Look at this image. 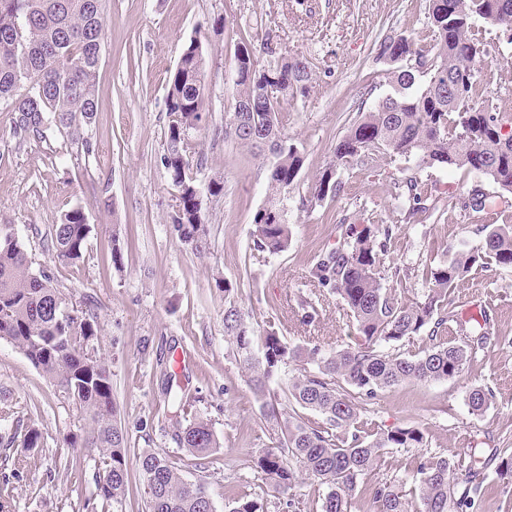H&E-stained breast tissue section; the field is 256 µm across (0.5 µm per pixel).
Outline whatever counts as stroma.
Returning a JSON list of instances; mask_svg holds the SVG:
<instances>
[{
	"mask_svg": "<svg viewBox=\"0 0 512 512\" xmlns=\"http://www.w3.org/2000/svg\"><path fill=\"white\" fill-rule=\"evenodd\" d=\"M428 0H106L105 35L95 96L99 110L89 127L92 155L61 133L15 138L12 115L0 110V224H9L25 245L34 270H47L74 306L91 307L101 332L93 347L111 371L117 419L129 433L128 492L111 512H143L144 485L136 465L155 449L177 462L183 478L204 483L216 512H229L233 497L257 490L261 477L252 460L270 448L273 431L246 376L224 341V294L216 278L234 288L254 330L267 317L290 347L319 345L333 353L354 345L355 325L336 294L322 290L311 330L300 319V299L311 294L308 271L314 256L333 246L336 227L371 219L398 221L393 186L415 161L378 154L363 168L337 171L336 196L309 200L310 188L333 161L334 148L361 112L390 92L375 44L388 35L429 37ZM254 44L275 35L282 54L306 59L312 85L306 96L285 101L283 132L297 146L303 166L283 205L292 228L287 251L257 262L253 218L268 193L267 152L224 136V115L233 111L234 49L241 33ZM206 58V130L192 133L205 159L201 180H223L220 195L202 197L209 248L199 254L181 242L168 222L176 193L162 157L167 151L168 80L190 40ZM488 54L477 76L497 112L512 115V45L487 35ZM420 177L437 200L482 185L491 197L484 210L454 209L438 221L408 224L393 241L390 260L403 275L406 298H422L426 286L414 267L445 263L461 248L478 246L481 225L512 212V193L461 169L427 168ZM82 207L91 226L88 249L74 265L55 261L45 236L62 211ZM120 246L122 267L112 248ZM462 320L487 314L499 342L468 358L453 378L408 381L362 402L376 429L416 425L423 448H392L382 469L357 487L351 512H373L371 487L394 482L411 489L407 474L424 454L456 452L500 463L512 456V269L491 266L471 273L454 293ZM154 351H179L177 378L192 397L189 415L209 420L220 442L198 464L172 438L175 409L165 398ZM489 387L491 403L473 413L468 395ZM0 487L13 497L0 512H83L94 490L93 460L72 447L88 423L59 388L12 343L0 339ZM40 431L21 468L6 463L17 426ZM86 459L84 473L71 472V458Z\"/></svg>",
	"mask_w": 512,
	"mask_h": 512,
	"instance_id": "obj_1",
	"label": "stroma"
}]
</instances>
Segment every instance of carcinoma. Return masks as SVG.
Returning <instances> with one entry per match:
<instances>
[{
    "label": "carcinoma",
    "mask_w": 512,
    "mask_h": 512,
    "mask_svg": "<svg viewBox=\"0 0 512 512\" xmlns=\"http://www.w3.org/2000/svg\"><path fill=\"white\" fill-rule=\"evenodd\" d=\"M105 0H0V107L13 114V134L46 136L68 130L71 140L89 154L91 139L75 125H85L98 112L95 78L101 62L97 42L104 35ZM432 39L426 49L413 39L391 35L378 42L375 61L388 66L392 92L361 116L335 148V160L311 186L310 198L322 201L337 190L336 171L365 167L376 152L414 158L417 169H465L488 177L499 189L512 193V126L494 112L483 96L475 63L487 55L477 37L478 21L508 35L512 44V0H429ZM273 62L253 70L251 55L239 59L238 102L256 103L255 112H231L225 117L224 136L246 147L268 148L271 193L254 215L253 250L274 256L288 249L291 229L281 208V195L293 186L302 166L297 147L282 134L281 101L305 96L312 80L308 62L298 57L270 54ZM430 66L420 74L404 61ZM202 46L190 41L182 51L166 96L168 148L163 165L178 192V204L169 224L178 239L201 254L208 248V230L201 212V189L216 196L224 183L198 182L190 168L186 139L206 124L205 92L194 77L205 76ZM276 82L280 94L259 99L261 83ZM394 200L404 218L418 224L461 207L485 209L487 193L478 187L448 197L443 204L430 200L425 184L413 173L395 183ZM400 224H338L336 245L315 256L310 281L335 293L351 313L356 326L355 346L329 356L316 346L291 348L280 335L275 319L266 321L261 350H251L253 330L234 295L233 286L218 277L224 291V339L235 349L247 382L266 422H279L282 399L296 411L288 417L254 467L266 487L294 506L288 491L311 481L321 501L320 512H350L360 481L380 469L388 448H420L424 433L415 425L368 432L361 407L352 391L371 397L379 390L412 380L432 381L458 375L468 357L491 340L488 327L470 329L458 317L452 297L468 273L489 264L512 267V216L502 224L482 227L484 243L454 252L442 266L415 269L428 285L421 300H410L384 284L385 260ZM90 225L84 211L71 207L49 230V251L64 264H75L87 250ZM458 327L448 338V324ZM96 314L69 306L53 285V277L32 270L23 244L9 224H0V339L14 344L30 362L53 381L90 424L83 447L96 450L95 490L83 504L85 512H109L110 504L125 495L128 484V432L116 419L112 380L105 359L89 354L97 339ZM426 335L429 346L419 352H384L393 345ZM306 361L289 376L282 393L270 381L291 361ZM165 395L185 407L174 373L163 371ZM490 393L473 388L468 396L472 412L488 405ZM316 415L311 419L299 410ZM174 440L202 460L218 447L209 421L195 417L178 424ZM41 442L38 429H25L16 463ZM145 487V512H215L202 483L184 481L168 457L156 450L138 457ZM466 471L464 480L458 472ZM417 499L392 482L372 487L374 512H478L486 476L472 461L456 454L421 456L412 469ZM230 512H266L265 497L249 493L235 498Z\"/></svg>",
    "instance_id": "carcinoma-1"
}]
</instances>
